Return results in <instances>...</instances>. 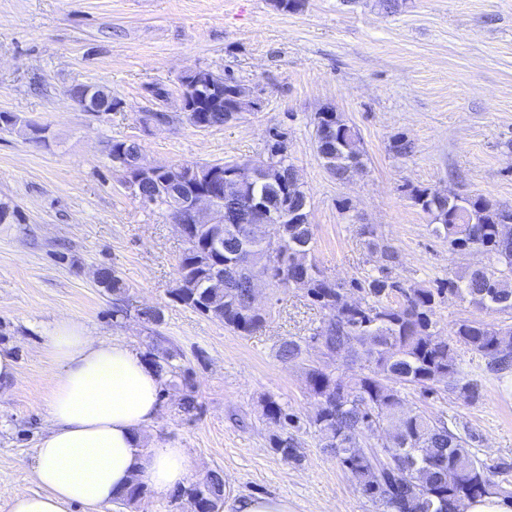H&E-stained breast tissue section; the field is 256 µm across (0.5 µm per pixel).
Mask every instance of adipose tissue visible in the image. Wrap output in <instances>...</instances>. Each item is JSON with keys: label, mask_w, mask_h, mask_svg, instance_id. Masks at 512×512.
Segmentation results:
<instances>
[{"label": "adipose tissue", "mask_w": 512, "mask_h": 512, "mask_svg": "<svg viewBox=\"0 0 512 512\" xmlns=\"http://www.w3.org/2000/svg\"><path fill=\"white\" fill-rule=\"evenodd\" d=\"M44 354L59 370L46 399L30 478L37 493H16L6 512H100L135 483L158 495L185 485V449L145 444L164 379L126 344L91 336L78 320L56 321Z\"/></svg>", "instance_id": "ef3b65f1"}]
</instances>
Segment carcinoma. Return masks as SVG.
<instances>
[{"label": "carcinoma", "instance_id": "cac0c4a2", "mask_svg": "<svg viewBox=\"0 0 512 512\" xmlns=\"http://www.w3.org/2000/svg\"><path fill=\"white\" fill-rule=\"evenodd\" d=\"M210 70L189 68L178 77L179 88L190 90L187 110L169 113L146 112L144 125L186 123L209 129L229 122L226 85L209 89ZM329 129L327 144L335 150L336 161L326 162L327 172L338 182L351 178V169L364 166L365 151L358 131L338 112L317 113L314 131ZM267 161L270 177L264 186L254 189L265 194L266 206L279 211L293 207L298 196L288 191V146L276 140L269 146ZM241 161L228 163L183 162L171 165L158 179H178V169L220 167L238 169ZM414 203L425 213L435 232L454 245L483 250L491 264L469 268L436 285H405L389 276L399 264L397 251L388 245L367 240L371 251L381 253L385 261L378 274L352 279L347 284L325 278L317 264L315 272L294 264V253L301 245L313 250L310 222L275 224L272 235L257 245L249 262L233 264L239 253L235 228L249 223L240 200L224 198L223 248L211 245L210 228L195 224L184 241L186 247L177 263L176 286L170 292L173 301L224 324L239 333L262 328L266 313L251 308L252 280L260 274L277 288L292 287L291 280L306 285L308 297L326 311L323 325L311 341L319 345L321 358L306 367V382L315 399V412L309 419L320 446L336 458L342 469L355 481L362 495L378 506L379 512H455L458 501L488 494L512 495L496 482L491 470L467 449V436L449 426L442 417L405 409L400 387L416 385L430 390L439 384L451 385L467 398L475 396L476 384L459 377L456 346L478 353L486 368L504 371L512 367V328L495 327L483 321L465 319L452 331L453 339L440 336L436 329V305L448 294L476 303L486 300L490 311L512 310V234L503 235L505 209L482 198H467L460 206L437 201L436 194L413 189ZM224 266V287L209 288L214 268ZM99 285L114 297L112 317L123 319L128 309L123 296L125 280L110 268L100 270ZM359 294L356 304L349 294ZM309 346L299 340L284 339L277 356L284 362L302 360ZM348 352L363 362L361 372L344 377L329 369L324 359ZM148 361L165 377H186L188 370L178 363L181 354L172 348L152 343ZM263 416L281 427H299L297 416L288 412L271 395L261 398ZM387 428L388 441L382 447L398 449L386 457L371 443L377 429ZM272 448L286 459L296 457L297 443L291 436L276 435ZM224 476L215 470L181 491L190 512H214L224 503Z\"/></svg>", "mask_w": 512, "mask_h": 512}]
</instances>
